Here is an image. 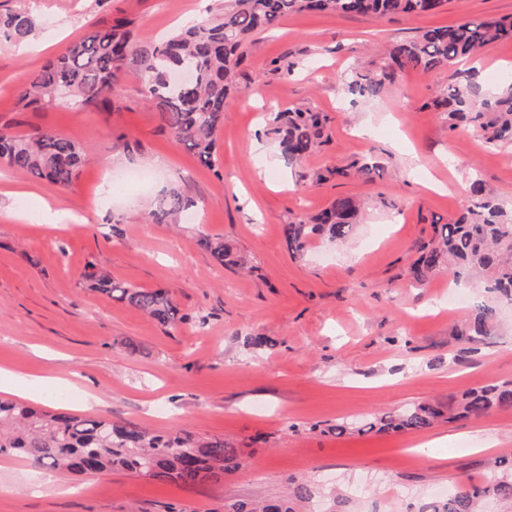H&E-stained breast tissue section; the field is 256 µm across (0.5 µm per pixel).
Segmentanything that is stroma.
I'll list each match as a JSON object with an SVG mask.
<instances>
[{
  "instance_id": "obj_1",
  "label": "stroma",
  "mask_w": 512,
  "mask_h": 512,
  "mask_svg": "<svg viewBox=\"0 0 512 512\" xmlns=\"http://www.w3.org/2000/svg\"><path fill=\"white\" fill-rule=\"evenodd\" d=\"M196 2L0 0V13L20 9L36 21L27 41L0 45V127L49 128L86 155L66 190L0 166V367L39 377L25 396L30 403L55 407L69 379L73 413L219 438L242 464L190 485L115 470L49 484L25 459L0 457V512H224L240 499L287 496L297 481L313 496L296 512H418L461 483L494 479L498 460L512 457V409L420 432H325L376 411L444 405L512 382V304L493 339L456 343L450 332L482 288L445 275L419 286L409 275L436 224L468 206L471 177L499 203L512 202V147L491 149L449 131L436 102L456 82L454 68L404 73L355 103L338 76L376 70L377 46L463 17L512 16V0H447L430 15L386 18L301 12L254 34L239 90L224 107L215 171L162 129L131 68L111 111L19 106V91L95 21L123 16L155 37L195 20ZM275 60L297 67L276 72ZM296 106L332 122L313 154L291 166L256 132ZM355 159L376 163V174L333 176ZM172 189L194 200L197 222H149ZM340 196L364 202L349 238L315 236L303 257H292L285 224ZM204 234L224 237L247 267L218 265L198 243ZM92 263L114 279L169 290L180 323L163 328L89 291ZM442 294L465 303L439 308ZM253 335L269 345H249ZM489 437L497 447H486Z\"/></svg>"
}]
</instances>
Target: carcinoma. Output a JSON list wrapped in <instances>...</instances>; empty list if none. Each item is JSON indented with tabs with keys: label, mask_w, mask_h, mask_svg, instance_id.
I'll return each mask as SVG.
<instances>
[{
	"label": "carcinoma",
	"mask_w": 512,
	"mask_h": 512,
	"mask_svg": "<svg viewBox=\"0 0 512 512\" xmlns=\"http://www.w3.org/2000/svg\"><path fill=\"white\" fill-rule=\"evenodd\" d=\"M444 0H224L209 18L195 20L158 39H144L127 18L99 21L82 38L48 61L18 98L22 108L58 102L71 109H108L111 94L125 68L135 66L146 76L145 100L158 110L162 127L176 142L192 151L208 168L220 165L218 132L227 97L234 91L237 70L257 32L279 25L293 13L388 17L428 15ZM34 27L24 12L0 16V37L16 42ZM512 42V18H465L454 25L434 27L414 40L386 50L376 72L356 68L339 76L345 91L356 100L377 95L407 71H436L478 55L484 48ZM448 113V129L472 133L485 146H512V86L499 91L484 88L476 69L460 74L438 102ZM330 117L308 107L277 112L263 134L275 137L284 157L299 162L323 142ZM85 161L83 149L52 130L16 136L0 130V163L61 188H70ZM471 205L455 221L436 229V241L421 247L410 267L414 282L423 284L446 273L454 281L484 277L490 297L475 304L466 324L455 331L460 341L479 343L492 334L499 303L512 302V214L486 191L470 185ZM194 203L177 191L160 196L151 211L152 222H174ZM361 204L338 197L318 214L285 225L284 234L294 256H303L309 239L318 235L330 242L346 240L360 222ZM199 244L222 266L237 267L244 259L220 237H204ZM87 287L142 311L164 327L182 320L169 292L140 288L112 279L89 265ZM512 407V385H488L464 392L455 405L416 403L383 411L357 423H338L327 432L368 435L422 431L440 420L480 417ZM0 454L28 459L33 465L81 477L108 470H125L148 479L185 484L218 479L240 465L236 449L223 440L204 439L178 429L150 433L104 417H82L67 411H46L25 403L0 399ZM311 498L309 485L294 483L292 495L265 503L241 499L225 512H296L295 505ZM492 499L512 508V463L491 482L459 486L419 512H480Z\"/></svg>",
	"instance_id": "carcinoma-1"
}]
</instances>
